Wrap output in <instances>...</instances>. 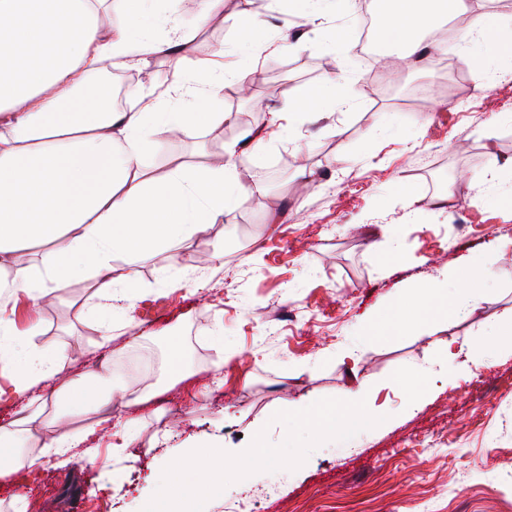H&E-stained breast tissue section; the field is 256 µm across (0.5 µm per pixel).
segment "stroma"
Returning <instances> with one entry per match:
<instances>
[{
	"label": "stroma",
	"mask_w": 512,
	"mask_h": 512,
	"mask_svg": "<svg viewBox=\"0 0 512 512\" xmlns=\"http://www.w3.org/2000/svg\"><path fill=\"white\" fill-rule=\"evenodd\" d=\"M298 7L297 0L287 7L282 0H224L222 18L202 26L199 0H186L180 24L190 35L181 52L187 70L208 64L220 46L225 62L248 67L260 83L251 100L222 92L214 111L241 115L258 100L283 109V130L233 156L242 182L263 191L241 202L227 223L175 252L115 254L116 267H135L138 284L114 314L121 330L111 354L97 351L100 329L84 309L103 279L79 277L49 302L19 300L20 320L40 322L32 344L73 357L79 371L91 373L104 361L118 379L126 358L143 350L153 356L136 380L156 413L133 430L136 462L124 475V496L96 478L112 443L98 436V464L79 460L43 472L31 492L39 512H141L137 490L162 472L171 449L246 446L253 423L270 421L283 402L336 396L360 375L378 385L374 405L388 417L383 426L316 448L290 481L277 471L251 475L255 496L242 501L223 493L203 512H512V356L491 354L479 371L453 383L440 360L442 341L466 343L512 310V206L502 202L512 193V172L477 178L488 151L512 159V57L462 39L444 50L457 59L455 71L401 62L394 84L446 85L444 111L432 98L387 94L374 64L357 63L354 13L327 12L308 33ZM249 29L263 44L253 56L242 52ZM284 32L303 37V46L282 49ZM468 51L492 56L508 76L479 90L477 76L460 62ZM326 75L351 96L350 105L325 114L284 110L296 84ZM237 133L227 123L177 139L163 134L145 163L161 174L222 153ZM300 162L312 172L305 190L294 177ZM460 218L469 226L464 237L454 229ZM388 240L401 262L384 278ZM218 244L223 266L200 269ZM481 250L494 304L449 320L429 338L361 339L362 318L388 317L397 289ZM173 279L182 288H169ZM173 339L194 376L170 390ZM344 343L357 346V362L342 358ZM218 360L223 368H215ZM420 386L428 399L409 410L410 392ZM283 431L271 423L268 440L281 443Z\"/></svg>",
	"instance_id": "35a3bbf8"
}]
</instances>
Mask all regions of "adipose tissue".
Listing matches in <instances>:
<instances>
[{"mask_svg": "<svg viewBox=\"0 0 512 512\" xmlns=\"http://www.w3.org/2000/svg\"><path fill=\"white\" fill-rule=\"evenodd\" d=\"M138 0H110L100 14V0H0V263L18 248H41L37 266H13L11 279L0 281V369L15 373V392L22 402L0 420V478L17 473L35 478L44 459L65 467L76 459L93 463L88 437L110 424L103 406L119 400L131 412L143 393L116 384L111 370L65 378V356L28 345L37 323L19 330L10 298L39 300L56 295L71 280L93 275L106 289L86 308L101 327L98 347H112V314L130 302L136 286L133 269H116L115 253L145 255L171 249L192 235L222 223L241 200L252 195L232 162L239 146H257L279 133L280 113H269L265 127L241 126L225 145L218 163L182 164L164 175L143 163L155 134L186 131L200 125L234 122L229 112H205L201 106L218 99L225 79L245 82L247 72L223 63L175 78L172 92L184 103L171 112L164 101L144 88L127 109L85 92L89 78L109 62H148L188 37L172 25L167 39L139 33ZM461 0H387L374 29V40L405 58L420 55L422 36L439 17L454 16ZM331 77L294 87L292 112H324L345 103ZM485 265L478 256L462 258L441 279L418 284L410 294V311L386 321L369 317L368 336L425 332L451 316L491 302L481 291ZM495 340L477 339L453 352L444 345L445 361L463 354L459 368L484 365L490 350L512 353V310L494 324ZM84 419L80 433L57 428L60 417Z\"/></svg>", "mask_w": 512, "mask_h": 512, "instance_id": "1", "label": "adipose tissue"}]
</instances>
